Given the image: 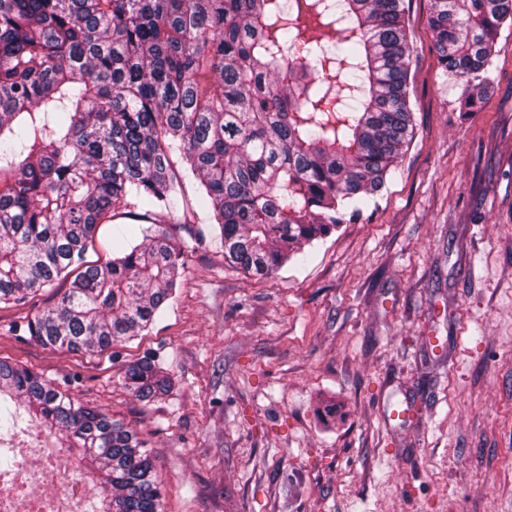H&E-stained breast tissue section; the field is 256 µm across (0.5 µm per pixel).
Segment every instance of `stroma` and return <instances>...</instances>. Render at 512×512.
Instances as JSON below:
<instances>
[{
  "label": "stroma",
  "mask_w": 512,
  "mask_h": 512,
  "mask_svg": "<svg viewBox=\"0 0 512 512\" xmlns=\"http://www.w3.org/2000/svg\"><path fill=\"white\" fill-rule=\"evenodd\" d=\"M405 7L415 137L360 216L262 279L225 262L191 179L190 210L163 222L206 238L146 335L95 356L17 335L64 281L0 304V357L147 441L165 512H512V28L493 95L466 114L439 77L429 0ZM138 227L98 225L87 260ZM438 343L450 360L423 377ZM147 354L174 382L148 404L123 386ZM46 449L73 473L52 434L9 453L33 472Z\"/></svg>",
  "instance_id": "1"
}]
</instances>
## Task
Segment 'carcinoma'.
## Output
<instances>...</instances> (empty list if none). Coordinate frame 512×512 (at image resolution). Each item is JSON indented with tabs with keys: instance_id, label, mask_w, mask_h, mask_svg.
Listing matches in <instances>:
<instances>
[{
	"instance_id": "1",
	"label": "carcinoma",
	"mask_w": 512,
	"mask_h": 512,
	"mask_svg": "<svg viewBox=\"0 0 512 512\" xmlns=\"http://www.w3.org/2000/svg\"><path fill=\"white\" fill-rule=\"evenodd\" d=\"M429 2L443 82L477 112L512 0ZM413 52L403 0H0V303L69 279L30 339L93 355L144 335L200 238L153 223L101 264L85 254L121 209H187L190 178L224 260L273 275L398 170ZM123 385L151 402L172 381L145 355ZM12 403L61 434L99 512H162L133 430L0 358V437L16 433Z\"/></svg>"
}]
</instances>
